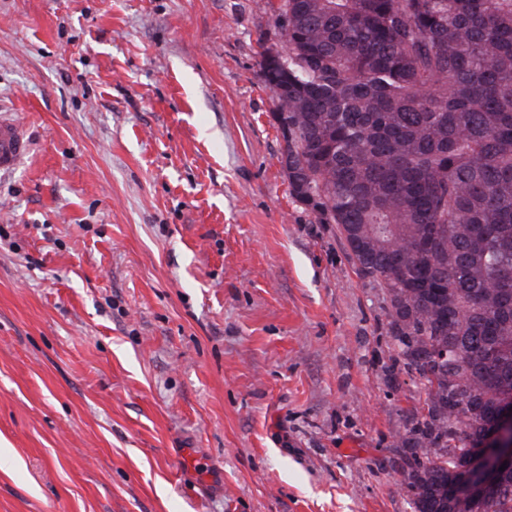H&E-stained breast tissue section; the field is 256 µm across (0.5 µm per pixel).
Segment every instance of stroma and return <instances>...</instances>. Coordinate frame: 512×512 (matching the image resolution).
<instances>
[{
    "instance_id": "1",
    "label": "stroma",
    "mask_w": 512,
    "mask_h": 512,
    "mask_svg": "<svg viewBox=\"0 0 512 512\" xmlns=\"http://www.w3.org/2000/svg\"><path fill=\"white\" fill-rule=\"evenodd\" d=\"M268 0H0V512H414L427 397L289 193ZM28 151L25 130L13 118L0 114V176L14 170Z\"/></svg>"
}]
</instances>
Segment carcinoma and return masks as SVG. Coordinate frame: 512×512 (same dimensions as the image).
I'll use <instances>...</instances> for the list:
<instances>
[{
	"mask_svg": "<svg viewBox=\"0 0 512 512\" xmlns=\"http://www.w3.org/2000/svg\"><path fill=\"white\" fill-rule=\"evenodd\" d=\"M283 153L427 390L399 436L414 512H512V470L455 495L512 404V0H279Z\"/></svg>",
	"mask_w": 512,
	"mask_h": 512,
	"instance_id": "1",
	"label": "carcinoma"
}]
</instances>
